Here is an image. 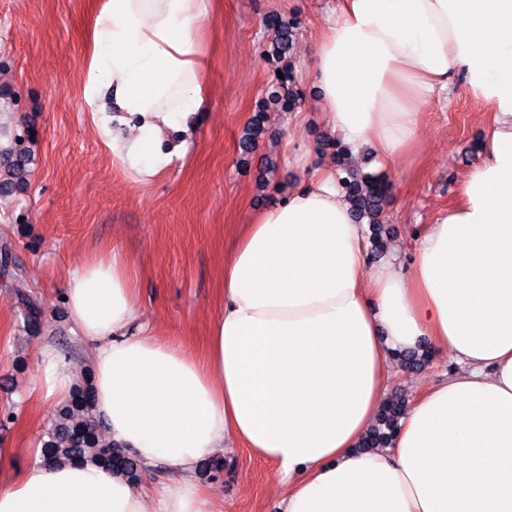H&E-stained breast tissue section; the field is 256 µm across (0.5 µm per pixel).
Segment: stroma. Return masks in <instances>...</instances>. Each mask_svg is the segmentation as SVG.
<instances>
[{"instance_id": "35a3bbf8", "label": "stroma", "mask_w": 512, "mask_h": 512, "mask_svg": "<svg viewBox=\"0 0 512 512\" xmlns=\"http://www.w3.org/2000/svg\"><path fill=\"white\" fill-rule=\"evenodd\" d=\"M337 2L212 0L206 34L212 97L192 158L174 163L162 181L141 186L112 158L82 99L97 0H0V117L25 137L30 151L26 189L0 191V245L12 252L9 265H0V411L14 415L0 425V448L12 449L15 470L34 464L33 450L53 412L26 398L38 380L40 349L50 343L73 365L87 362L61 290L88 259L112 250L124 254L135 275L138 323L157 339L200 354L234 237L257 211L281 201L308 161L387 182L383 247L368 250V263L394 260L412 271L418 236L459 197L478 154L486 107L459 80L447 104L428 103L417 128L418 168L383 169L368 144L337 159L322 145L328 132L305 68ZM272 13L296 25L297 109L309 118L298 125L291 114L273 113L244 163L238 141L272 75L263 25ZM18 283L42 310L33 335L14 290ZM454 368L444 351L414 368L393 360L386 397L412 404ZM195 479L215 512H278L279 469L247 449L232 447L203 460Z\"/></svg>"}]
</instances>
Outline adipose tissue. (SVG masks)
<instances>
[{"mask_svg": "<svg viewBox=\"0 0 512 512\" xmlns=\"http://www.w3.org/2000/svg\"><path fill=\"white\" fill-rule=\"evenodd\" d=\"M205 0H101L82 97L113 159L149 185L185 158L208 110ZM321 117L386 168L412 161L425 105L463 77L488 107L459 198L417 244L412 275L368 266L364 227L319 165L260 211L224 261L202 357L134 331L123 257L89 259L64 299L88 346L94 410L168 481L84 461L14 471L0 512H210L194 478L225 439L279 467L280 512H512V0H342L314 43ZM451 352L389 447L361 441L396 356ZM33 392L65 401L67 358L43 346Z\"/></svg>", "mask_w": 512, "mask_h": 512, "instance_id": "1", "label": "adipose tissue"}]
</instances>
